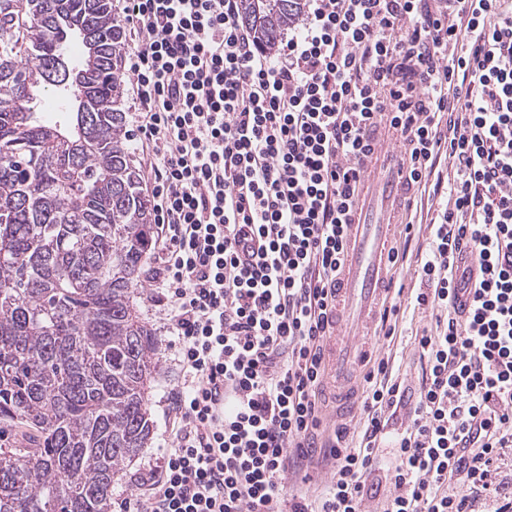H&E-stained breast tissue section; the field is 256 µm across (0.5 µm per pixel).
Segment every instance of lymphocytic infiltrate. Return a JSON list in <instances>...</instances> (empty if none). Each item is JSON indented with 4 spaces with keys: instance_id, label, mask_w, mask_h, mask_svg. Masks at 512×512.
I'll return each instance as SVG.
<instances>
[{
    "instance_id": "1",
    "label": "lymphocytic infiltrate",
    "mask_w": 512,
    "mask_h": 512,
    "mask_svg": "<svg viewBox=\"0 0 512 512\" xmlns=\"http://www.w3.org/2000/svg\"><path fill=\"white\" fill-rule=\"evenodd\" d=\"M120 21L157 224L144 285L180 375L162 452L120 512H363L406 407L384 512H475L486 492L512 512L493 476L512 447V0H307L274 57L239 0H124ZM383 129L407 184L450 166L415 270L435 326L415 406L378 361L361 440L339 427L323 443L333 289ZM318 456L323 490L288 494Z\"/></svg>"
}]
</instances>
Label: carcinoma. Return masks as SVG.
Returning a JSON list of instances; mask_svg holds the SVG:
<instances>
[{
    "label": "carcinoma",
    "mask_w": 512,
    "mask_h": 512,
    "mask_svg": "<svg viewBox=\"0 0 512 512\" xmlns=\"http://www.w3.org/2000/svg\"><path fill=\"white\" fill-rule=\"evenodd\" d=\"M301 2L240 0V15L271 53ZM74 41L68 88L49 84ZM126 52L112 0H0V512H112V481L153 433L158 341L136 286L155 225ZM49 90L69 101L57 120L34 110Z\"/></svg>",
    "instance_id": "carcinoma-1"
}]
</instances>
